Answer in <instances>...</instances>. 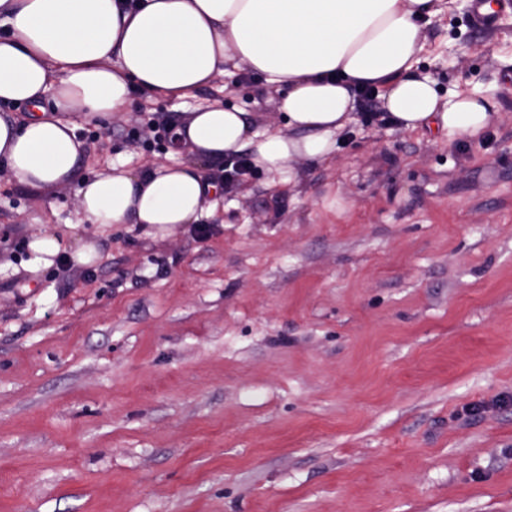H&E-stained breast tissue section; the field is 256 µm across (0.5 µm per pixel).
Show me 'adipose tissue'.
Returning <instances> with one entry per match:
<instances>
[{
    "mask_svg": "<svg viewBox=\"0 0 512 512\" xmlns=\"http://www.w3.org/2000/svg\"><path fill=\"white\" fill-rule=\"evenodd\" d=\"M436 0H0V163L33 191L77 183L84 222L143 226L166 235L218 207L199 162L248 152L268 173L304 159L324 163L355 120L357 93L375 89L404 131L438 127L473 136L489 123L485 99L440 96L417 74L420 17ZM246 67L280 93L285 129H256L217 103L188 113L170 133L172 163L133 170L110 163L81 178L78 121L130 111L135 94L174 103ZM53 94L56 114L43 106Z\"/></svg>",
    "mask_w": 512,
    "mask_h": 512,
    "instance_id": "1",
    "label": "adipose tissue"
}]
</instances>
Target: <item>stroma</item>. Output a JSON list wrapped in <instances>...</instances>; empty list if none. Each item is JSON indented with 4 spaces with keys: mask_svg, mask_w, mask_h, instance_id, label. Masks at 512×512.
<instances>
[{
    "mask_svg": "<svg viewBox=\"0 0 512 512\" xmlns=\"http://www.w3.org/2000/svg\"><path fill=\"white\" fill-rule=\"evenodd\" d=\"M469 11L422 19L417 71L495 104L475 137L362 100L331 162L207 167L217 211L165 237L0 165V512H512V9ZM215 102L284 126L255 74L139 96L79 124L83 176ZM86 235L91 265L29 248Z\"/></svg>",
    "mask_w": 512,
    "mask_h": 512,
    "instance_id": "stroma-1",
    "label": "stroma"
}]
</instances>
